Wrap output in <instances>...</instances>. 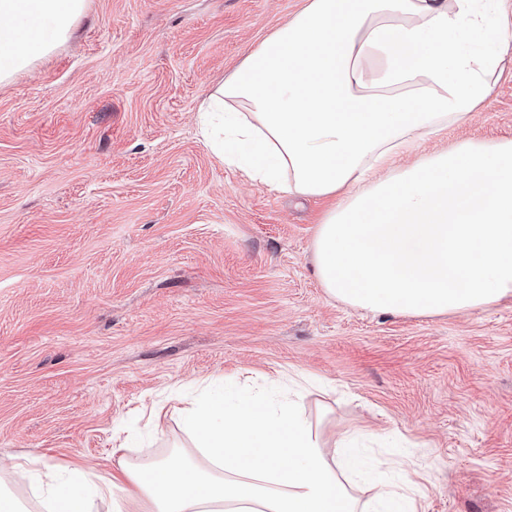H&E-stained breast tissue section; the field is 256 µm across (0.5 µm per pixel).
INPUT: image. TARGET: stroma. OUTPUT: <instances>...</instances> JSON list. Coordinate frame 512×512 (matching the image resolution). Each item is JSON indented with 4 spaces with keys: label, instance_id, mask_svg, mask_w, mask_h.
<instances>
[{
    "label": "stroma",
    "instance_id": "obj_1",
    "mask_svg": "<svg viewBox=\"0 0 512 512\" xmlns=\"http://www.w3.org/2000/svg\"><path fill=\"white\" fill-rule=\"evenodd\" d=\"M305 0H85L70 39L0 85V459L145 463L189 439L152 404L200 385L302 400L421 512H512V298L381 315L331 300L318 224L340 198L271 189L205 145L200 102ZM512 139V54L489 98L405 159Z\"/></svg>",
    "mask_w": 512,
    "mask_h": 512
}]
</instances>
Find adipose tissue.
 I'll return each instance as SVG.
<instances>
[{
    "label": "adipose tissue",
    "mask_w": 512,
    "mask_h": 512,
    "mask_svg": "<svg viewBox=\"0 0 512 512\" xmlns=\"http://www.w3.org/2000/svg\"><path fill=\"white\" fill-rule=\"evenodd\" d=\"M502 0H308L201 106L207 146L276 190L345 193L313 243L326 293L355 309L453 314L512 296V140L391 158L491 92L512 51ZM84 0H0V83L70 34ZM191 403V444L144 465L36 486L45 512H356L349 434L327 439L297 397Z\"/></svg>",
    "instance_id": "obj_1"
}]
</instances>
